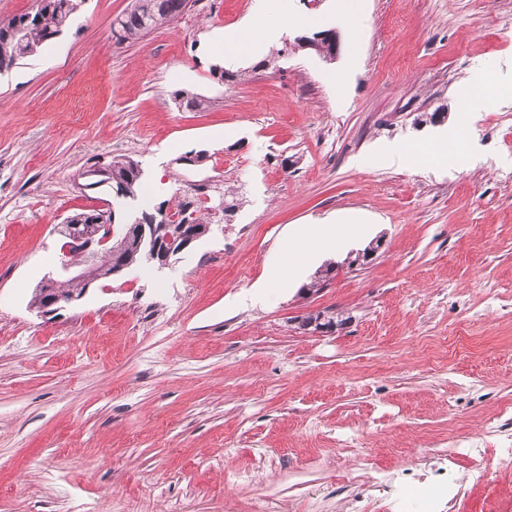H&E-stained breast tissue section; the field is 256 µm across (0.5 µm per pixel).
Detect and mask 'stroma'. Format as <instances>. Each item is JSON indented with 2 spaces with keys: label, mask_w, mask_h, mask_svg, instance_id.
Instances as JSON below:
<instances>
[{
  "label": "stroma",
  "mask_w": 512,
  "mask_h": 512,
  "mask_svg": "<svg viewBox=\"0 0 512 512\" xmlns=\"http://www.w3.org/2000/svg\"><path fill=\"white\" fill-rule=\"evenodd\" d=\"M130 4L85 0L0 76V512H379L389 492L425 512L404 474L475 439L512 512L494 435L512 404V0H357L348 18L338 0H289L284 17L280 0H192L119 45ZM250 17L281 20L285 44L334 30L336 57L272 45L226 60L215 35ZM481 73L494 94L472 122ZM179 89L206 108L179 107ZM455 135L449 165L355 163ZM97 156L141 162L147 208L197 196L211 230L169 268L45 317L31 298L58 224L101 205L80 187ZM310 224L335 245L265 287ZM331 262L326 288L302 293ZM318 311L348 323L301 329Z\"/></svg>",
  "instance_id": "35a3bbf8"
}]
</instances>
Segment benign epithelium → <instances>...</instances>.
Segmentation results:
<instances>
[{
	"instance_id": "1",
	"label": "benign epithelium",
	"mask_w": 512,
	"mask_h": 512,
	"mask_svg": "<svg viewBox=\"0 0 512 512\" xmlns=\"http://www.w3.org/2000/svg\"><path fill=\"white\" fill-rule=\"evenodd\" d=\"M164 221L161 224H106L100 217L95 224H63L58 233L63 238L60 247L58 265L54 273L40 284L43 303L38 312L43 316L54 315L61 308L80 300L73 294L62 296L57 290V282L61 278H73L91 285L101 280L98 255L103 250H112V240L116 232H125L128 236H136L146 244L148 263L164 268L170 259L199 236L190 230L188 220L174 213L168 207L161 210ZM341 319L319 312L308 327L318 333H331L342 328Z\"/></svg>"
}]
</instances>
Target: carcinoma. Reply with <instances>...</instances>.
<instances>
[{"label": "carcinoma", "mask_w": 512, "mask_h": 512, "mask_svg": "<svg viewBox=\"0 0 512 512\" xmlns=\"http://www.w3.org/2000/svg\"><path fill=\"white\" fill-rule=\"evenodd\" d=\"M190 0H138V3L118 16L117 30L123 43L139 40L148 32L164 27L175 21L189 6ZM71 0H47L34 12L15 15L4 26L0 25V73L12 68L18 61L35 55L41 45L60 35L74 20L76 13L70 6ZM99 159L87 166L90 175L89 186L114 188L123 191V198L135 200L142 190L143 170L141 164L131 157L113 158L105 162L104 172H99ZM176 210L188 216L194 229L206 235L210 229L205 216L200 214L197 200L185 197L175 204ZM112 248L120 249L118 259L129 267L143 264V249L133 243H124L117 237ZM335 266L329 264L317 272V276L303 287L307 292L321 290L331 279Z\"/></svg>", "instance_id": "cac0c4a2"}]
</instances>
